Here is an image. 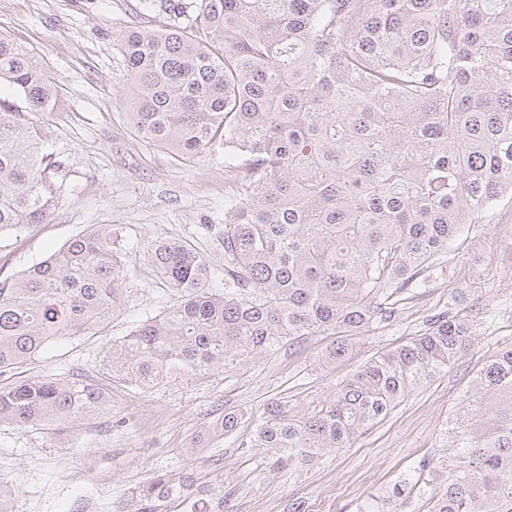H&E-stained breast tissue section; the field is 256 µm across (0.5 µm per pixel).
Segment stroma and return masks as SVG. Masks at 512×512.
<instances>
[{
    "instance_id": "1",
    "label": "stroma",
    "mask_w": 512,
    "mask_h": 512,
    "mask_svg": "<svg viewBox=\"0 0 512 512\" xmlns=\"http://www.w3.org/2000/svg\"><path fill=\"white\" fill-rule=\"evenodd\" d=\"M143 0H0V36L33 49L53 81L59 108L40 118L50 152L63 162L72 194L60 198L50 223L0 238V279L39 262L95 224L116 229L126 274L124 306L104 328L51 342L17 369V377L80 374L102 380L106 348L175 300L144 261L159 237L192 241L212 263L224 256V150L181 161L146 144L122 117L124 63L119 39L131 27L152 29L165 14ZM448 264L426 287L408 290L400 315L359 336L350 357L319 363L327 336H309L194 382L153 393L112 386L110 411L20 430L0 425V479L16 486L13 512H83L102 497L85 476L86 461L112 474V512H124L159 472L192 475L197 490L223 483L224 512H359L368 496L419 476L423 463L451 454L467 412L464 396L485 363L512 346V195L499 198ZM452 309L473 322V342L447 373L411 389L388 417L352 448L287 477L270 470L266 451L245 448L237 431L194 458L185 450L225 412L258 414L273 401L297 406L330 393L369 358L416 336L430 316Z\"/></svg>"
}]
</instances>
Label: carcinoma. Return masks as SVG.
<instances>
[{"label":"carcinoma","mask_w":512,"mask_h":512,"mask_svg":"<svg viewBox=\"0 0 512 512\" xmlns=\"http://www.w3.org/2000/svg\"><path fill=\"white\" fill-rule=\"evenodd\" d=\"M171 20L129 29L124 117L134 135L193 159L224 145V269L186 240L159 237L147 265L178 300L112 341L109 380L152 393L197 380L306 336L349 337L395 318L391 299L448 262V248L512 193V0H161ZM0 236L50 222L66 179L35 118L59 100L26 45L0 36ZM122 249L97 224L0 281V376L56 338L103 328L120 310ZM449 309L424 332L370 358L302 410L280 401L250 418V448L293 475L383 421L417 384L471 344ZM428 512H512V346L481 369ZM111 388L68 375L0 384V424L20 430L111 406ZM229 411L205 439L235 433ZM158 473L139 512L176 489ZM224 503L208 489L202 512Z\"/></svg>","instance_id":"1"}]
</instances>
